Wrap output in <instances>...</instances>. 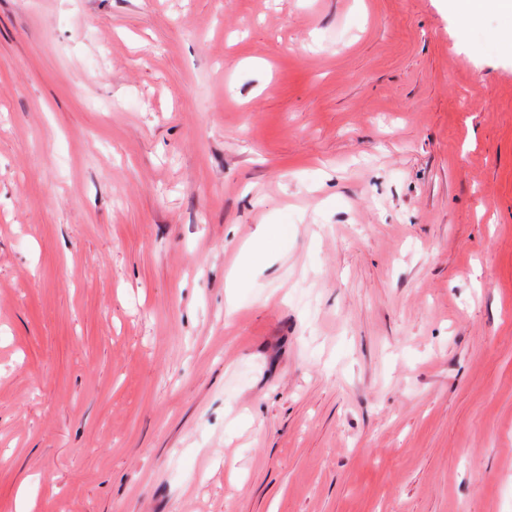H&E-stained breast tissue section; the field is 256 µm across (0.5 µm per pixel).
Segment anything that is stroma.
<instances>
[{
  "label": "stroma",
  "instance_id": "obj_1",
  "mask_svg": "<svg viewBox=\"0 0 512 512\" xmlns=\"http://www.w3.org/2000/svg\"><path fill=\"white\" fill-rule=\"evenodd\" d=\"M499 24L0 0V512H512Z\"/></svg>",
  "mask_w": 512,
  "mask_h": 512
}]
</instances>
